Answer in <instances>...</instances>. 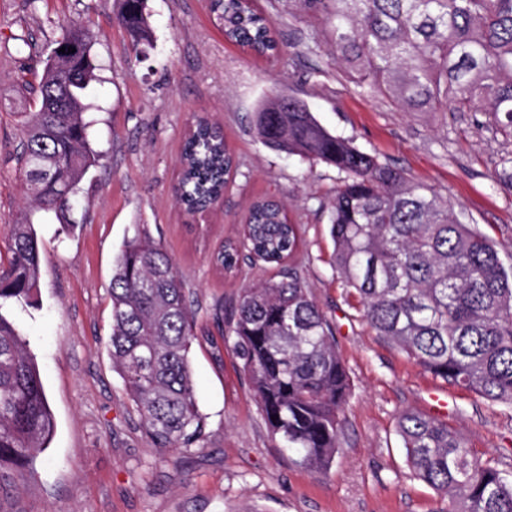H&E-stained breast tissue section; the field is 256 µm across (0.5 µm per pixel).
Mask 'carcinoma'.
Returning <instances> with one entry per match:
<instances>
[{"label":"carcinoma","mask_w":512,"mask_h":512,"mask_svg":"<svg viewBox=\"0 0 512 512\" xmlns=\"http://www.w3.org/2000/svg\"><path fill=\"white\" fill-rule=\"evenodd\" d=\"M301 18L320 21L336 57L364 92L405 112L482 113L512 138V0H297ZM226 36L258 55L279 53L272 20L249 0H214ZM133 45H152L147 0H119ZM76 57L45 60L28 109L17 113L14 161L32 210L70 229L71 201L100 160L90 143L88 89L95 65L81 26L55 47ZM266 147L336 168L343 184L330 203L332 266L376 335L424 371L512 407V267L435 188L362 151L323 125L301 100L274 95L253 115ZM232 169L224 136L197 120L183 148L175 194L189 213L224 192ZM299 227L275 200L253 203L243 239L217 254L226 269L245 251L264 264L294 257ZM40 248L31 214L11 225L0 254V467H22L46 447L53 420L27 341L8 310L31 305ZM109 354L157 448H190L205 436L190 363L196 317L163 245L145 228L124 238L112 264ZM282 449L314 473L338 451L350 378L333 329L301 277L264 280L240 296L224 332ZM398 431L415 478L448 505L439 512H512V469L472 454L448 424L404 411Z\"/></svg>","instance_id":"1"}]
</instances>
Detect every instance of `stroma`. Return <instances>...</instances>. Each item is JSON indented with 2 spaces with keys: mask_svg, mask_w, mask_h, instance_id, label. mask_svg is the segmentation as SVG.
<instances>
[{
  "mask_svg": "<svg viewBox=\"0 0 512 512\" xmlns=\"http://www.w3.org/2000/svg\"><path fill=\"white\" fill-rule=\"evenodd\" d=\"M284 51L262 57L228 40L210 0H148L153 46L136 59L116 21L117 0H0V248L23 203L12 155L15 105L37 85L51 44L70 21L84 23L98 69L92 146L102 158L81 184L63 233L54 217L34 227L40 251L35 306L10 315L28 340L55 420L34 471L0 469V512H436L437 492L415 478L398 433L406 410L436 414L473 454L512 468V408L433 377L369 328L332 270L329 204L336 168L288 157L256 137L252 115L268 94L304 101L332 133L435 187L491 238L512 265V190L497 181L512 141L480 114L403 112L361 92L337 61L322 26L288 13V0H254ZM31 38L29 58L8 50ZM222 127L234 169L223 197L187 215L175 186L197 115ZM281 202L301 227L293 260L215 261L239 239L250 205ZM160 241L197 317L191 368L204 439L170 452L154 447L126 397L108 352L112 261L135 225ZM296 271L334 330L352 392L339 450L314 473L279 450L224 328L244 289Z\"/></svg>",
  "mask_w": 512,
  "mask_h": 512,
  "instance_id": "1",
  "label": "stroma"
}]
</instances>
